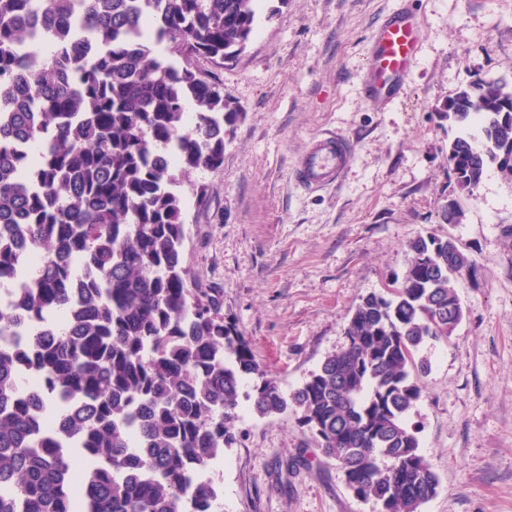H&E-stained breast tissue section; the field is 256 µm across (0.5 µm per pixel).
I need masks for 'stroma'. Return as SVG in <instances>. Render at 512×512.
Segmentation results:
<instances>
[{
	"label": "stroma",
	"instance_id": "stroma-1",
	"mask_svg": "<svg viewBox=\"0 0 512 512\" xmlns=\"http://www.w3.org/2000/svg\"><path fill=\"white\" fill-rule=\"evenodd\" d=\"M402 1L421 54L396 96L373 102L362 89L373 34ZM218 76L243 117L223 167L180 185L197 287L223 289L225 317L288 392L344 346L362 297L403 274L410 239H454L475 272L457 280L462 322L420 352L412 420L440 486L419 512H512V180L491 167L460 191L448 145L461 128L446 115L475 79L512 84V0H259L246 49ZM326 133L353 151L335 187L310 193L292 169ZM445 203L458 220H444ZM236 429L208 471L218 512H377L294 413H247Z\"/></svg>",
	"mask_w": 512,
	"mask_h": 512
}]
</instances>
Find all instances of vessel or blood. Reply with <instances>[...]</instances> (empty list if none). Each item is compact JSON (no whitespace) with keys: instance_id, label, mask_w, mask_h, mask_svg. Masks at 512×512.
Listing matches in <instances>:
<instances>
[{"instance_id":"obj_1","label":"vessel or blood","mask_w":512,"mask_h":512,"mask_svg":"<svg viewBox=\"0 0 512 512\" xmlns=\"http://www.w3.org/2000/svg\"><path fill=\"white\" fill-rule=\"evenodd\" d=\"M421 50V26L413 10L401 5L378 25L367 63L366 91L376 100L392 97L409 75ZM352 146L337 135L317 137L299 158L295 177L306 189L319 190L338 180Z\"/></svg>"}]
</instances>
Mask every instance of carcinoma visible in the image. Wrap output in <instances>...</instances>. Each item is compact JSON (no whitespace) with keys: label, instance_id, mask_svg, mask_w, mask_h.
Wrapping results in <instances>:
<instances>
[{"label":"carcinoma","instance_id":"1","mask_svg":"<svg viewBox=\"0 0 512 512\" xmlns=\"http://www.w3.org/2000/svg\"><path fill=\"white\" fill-rule=\"evenodd\" d=\"M256 2L0 0V512H212L204 473L237 441L247 376V409L299 414L379 512L437 493L410 417L418 354L461 323L456 279L475 273L455 240L413 238L402 277L287 395L183 264L179 178L221 167L242 115L200 64L245 49ZM447 112L481 122L448 146L459 189L491 166L511 180L509 84L472 82ZM26 367L40 389L24 397Z\"/></svg>","mask_w":512,"mask_h":512}]
</instances>
